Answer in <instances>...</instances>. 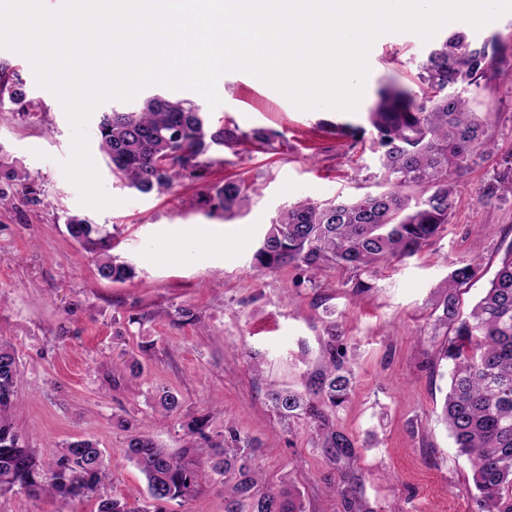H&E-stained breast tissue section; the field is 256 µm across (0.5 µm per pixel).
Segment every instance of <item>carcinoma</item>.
Segmentation results:
<instances>
[{"instance_id": "carcinoma-1", "label": "carcinoma", "mask_w": 512, "mask_h": 512, "mask_svg": "<svg viewBox=\"0 0 512 512\" xmlns=\"http://www.w3.org/2000/svg\"><path fill=\"white\" fill-rule=\"evenodd\" d=\"M506 47L497 40L476 44L461 32L450 34L427 56L418 74L421 91L398 85L378 92L367 113L378 156L375 174L381 190L350 200H299L283 210L253 254L260 272L289 267L302 273L338 268L350 273L354 292L372 288L381 267L421 252L447 229L454 207V181L477 160L492 153L488 134L491 115L475 112L469 99L449 89L478 91L482 82L504 63ZM20 102L24 93L0 68V98ZM99 148L124 186L142 193H163L182 180L205 178L218 160L215 145L248 141L265 151L272 133H242L227 126L210 127L200 107L190 100L153 97L136 111L102 115ZM214 207L226 212L245 205L251 185L227 176L212 185ZM512 194V156L504 160L493 181L479 190L483 202ZM69 236L100 256L98 276L123 283L133 268L109 254L111 238L85 219L67 221ZM484 277L477 260L453 263L438 286L436 324L448 340L441 358L450 365V386L441 421L457 455L467 458L476 494L471 512H512V241L504 248L483 296L464 312L461 289ZM336 329L329 332L323 369L310 377L306 391L270 388L269 401L284 418L317 424L320 444L332 456L351 454L355 442L334 428L328 410L347 402L353 373ZM21 375L15 348L0 341V492L16 487L33 496L47 494L62 501L94 494L106 478L102 452L90 440L67 443L49 467L15 430L12 413ZM159 406L164 414L180 411L178 396L165 391ZM206 419L195 418L188 431L204 440L198 448L205 461L195 463L171 453L153 435L139 433L127 444L130 460L147 481L155 512L163 504L194 496L201 484L237 469L235 498L224 512H303L298 496L287 487L257 489L251 468L252 441L230 428L220 442L205 435ZM96 512H142L126 499L98 496Z\"/></svg>"}]
</instances>
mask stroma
Listing matches in <instances>:
<instances>
[{
    "label": "stroma",
    "mask_w": 512,
    "mask_h": 512,
    "mask_svg": "<svg viewBox=\"0 0 512 512\" xmlns=\"http://www.w3.org/2000/svg\"><path fill=\"white\" fill-rule=\"evenodd\" d=\"M464 32L507 48L508 65L470 97L474 111L493 113L496 150L458 178L443 235L382 268L373 288L357 294L344 271L262 273L252 254L272 218L298 200L375 191L371 137L354 144L336 127L365 125L385 85L417 89L433 42L410 32L378 37L368 56L369 86L353 112L303 111L250 74L222 75V103L209 122L269 130L272 144L265 152L246 144L214 148L219 164L206 178L166 194L123 186L98 149L99 118L91 116L90 154L105 190L119 200L101 211L80 204L60 167L71 152L60 102L37 86L25 57L0 49V66L25 93L19 104L0 101V157L28 175L0 180V338L21 364L14 426L42 461L55 460L71 441L92 440L109 474L103 494L137 498L147 510L146 480L127 457L128 437L151 433L179 455L197 445L183 421L203 416L213 441L229 426L251 438L263 484L291 487L305 512H468L470 467L437 419L450 380L440 355L446 338L434 332V296L452 262L480 260L485 279L462 295L470 309L497 268L500 247L512 241V195L477 198L512 153V13ZM228 174L253 192L227 213L214 209L210 187ZM72 216L109 233L112 256L133 266L134 278L100 279L95 254L66 231ZM332 324L354 372L349 400L330 414L355 441L346 458L326 454L310 424L282 420L266 397L273 384L304 390L322 366ZM165 389L181 399L180 414H162ZM0 512H96V501L76 496L62 505L16 489L0 494Z\"/></svg>",
    "instance_id": "1"
}]
</instances>
